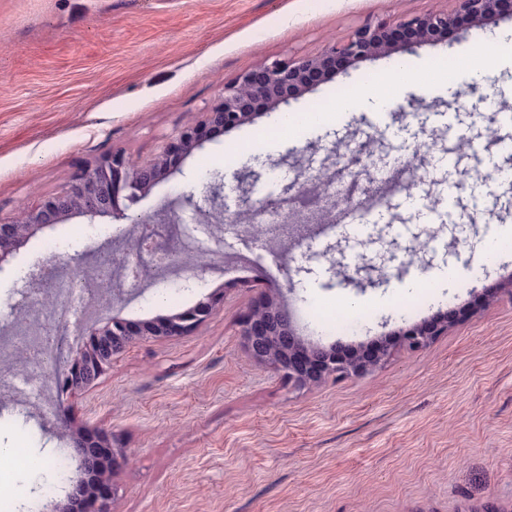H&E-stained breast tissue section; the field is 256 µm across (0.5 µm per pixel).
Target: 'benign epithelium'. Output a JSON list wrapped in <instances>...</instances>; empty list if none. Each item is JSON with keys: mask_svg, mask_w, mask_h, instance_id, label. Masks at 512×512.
Returning a JSON list of instances; mask_svg holds the SVG:
<instances>
[{"mask_svg": "<svg viewBox=\"0 0 512 512\" xmlns=\"http://www.w3.org/2000/svg\"><path fill=\"white\" fill-rule=\"evenodd\" d=\"M456 3L451 13L435 11L396 23L387 19L370 21L357 29L350 39L329 45L318 56L261 66L245 73L235 84L224 88L222 100L205 113L199 124L179 133L152 160L135 164L125 154L113 152L80 168L62 193L7 220L0 218V264L39 230L53 226L63 216L93 219L110 214L117 220L132 219L130 209L152 185L204 141L251 121L256 111L272 102L286 103L323 78L362 59L388 52L393 42L408 51L426 40L445 39L464 24L512 15V0H456ZM258 178L254 172L236 175L241 191L231 215H224L220 183L208 187L206 201L210 211L203 210L193 194L183 197L182 210L208 219L217 215L228 229L248 227L255 234L268 237L281 225L266 224L262 219L264 213L276 211L277 202H250V187ZM330 220L329 211L317 219L302 210L289 213V222L295 224H324ZM63 259L62 254L39 259L16 285L21 301L28 303L40 295L47 296L52 288L50 266ZM214 307V299L209 297L182 312L134 325L119 316L104 323H77L76 329L87 341L79 353L58 370V383L65 389H85L134 341L186 335L205 322ZM458 321L460 317L449 313L435 321L415 324L400 334L399 342L410 348H422ZM243 336L248 352L256 361L283 373L299 386L318 384L330 376L363 375L379 366L391 350L389 342H381L375 349L352 350L340 341L323 346L306 340L298 336L289 314L271 297L259 300L249 310L243 321ZM72 451L80 459L88 479L77 485L57 512H108L111 462L117 458V449L105 435L85 432L73 438Z\"/></svg>", "mask_w": 512, "mask_h": 512, "instance_id": "benign-epithelium-1", "label": "benign epithelium"}]
</instances>
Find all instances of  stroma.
<instances>
[{
  "mask_svg": "<svg viewBox=\"0 0 512 512\" xmlns=\"http://www.w3.org/2000/svg\"><path fill=\"white\" fill-rule=\"evenodd\" d=\"M455 0H0V217L63 192L78 166L112 151L154 158L200 122L225 86L262 65L315 57L367 21L453 11ZM512 40V17L468 24L414 52L393 49L358 62L273 104L252 122L205 142L134 207L138 215L178 210L182 196L234 172L304 184L308 169L335 168L336 150L376 136L371 172L424 144L414 195L427 221L406 206L369 225L365 247L330 237L310 261L286 236L224 235L191 281L118 293L100 319L131 322L182 312L207 297L213 314L185 336L133 342L84 392H62L55 369L84 344L60 332L51 356L19 349L6 376L37 365L49 386L39 407L0 394V447L26 449L31 467L0 483L12 512H52L80 477L71 437L107 435L122 454L113 469L110 512H512V298H487L512 281V251L475 267L478 225L512 226V67L479 74L458 56ZM385 84L384 97L373 94ZM479 85L488 120L464 93ZM358 97L359 110L338 100ZM414 103L406 116L401 106ZM336 120L272 135L281 116L319 109ZM323 146L314 160L303 147ZM454 211V224L443 215ZM143 227L103 215L71 216L34 235L0 264V337L14 335L15 282L37 258L68 254L59 270L95 286L101 251L122 259ZM454 269L446 288L429 279ZM271 295L296 331L324 345L357 348L397 339L412 324L453 311L461 320L421 349L400 347L361 376L316 386L289 383L256 362L242 336L251 306ZM361 311L353 331L322 328L337 307Z\"/></svg>",
  "mask_w": 512,
  "mask_h": 512,
  "instance_id": "stroma-1",
  "label": "stroma"
}]
</instances>
